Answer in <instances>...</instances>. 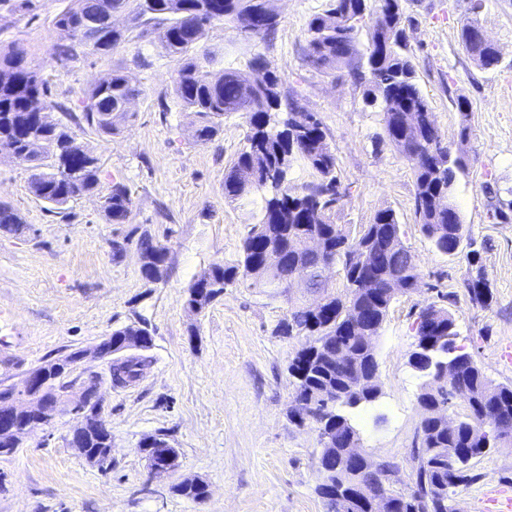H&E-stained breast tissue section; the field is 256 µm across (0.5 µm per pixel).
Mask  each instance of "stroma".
<instances>
[{
	"label": "stroma",
	"instance_id": "obj_1",
	"mask_svg": "<svg viewBox=\"0 0 512 512\" xmlns=\"http://www.w3.org/2000/svg\"><path fill=\"white\" fill-rule=\"evenodd\" d=\"M68 3L0 0V51L27 48L49 83L54 122L96 158L100 177L99 191L52 212L29 189V162L0 155V201L26 225L19 235L0 233V386L22 388L33 368L87 350L75 375L98 378L112 461L105 469L87 462L69 444L80 418L57 416L34 428L15 454L0 457V512H326L316 493L318 429L290 418L295 388L288 366L306 339L274 333L291 308L312 303L315 293L294 288L272 297L236 284L203 311L187 304L190 285L212 264L236 260L261 218L264 192L224 199V173L245 146V115H225L215 140L194 141L193 116L174 94L177 61L150 33L133 31L106 55L56 62L54 23ZM328 4L272 0L280 24L271 40H250L219 23L199 49L245 76L252 58L262 55L282 77L283 101L321 121L336 156V223L355 236L378 211L398 217L420 280L393 301L373 339L379 402L351 417L364 454L394 464L390 487L402 492L412 485V450L425 416L422 381L409 364L423 307L447 309L457 345L491 380L512 384V364L503 357L512 346V0H402L417 81L442 143L465 153L452 199L468 236L482 245L473 263L439 253L424 235L413 168L390 142L382 113L366 104L364 81L350 67L322 71L310 62L308 24ZM470 17L497 47V69H481L463 49L461 26ZM116 69L141 93L128 127L107 137L87 125L83 100ZM461 96L469 103L464 114L455 106ZM115 182L133 200L123 224L110 223L103 211L102 195ZM144 235L167 251L161 280L141 274ZM116 242L123 247L118 254ZM477 276L492 291L490 306L469 298L465 284ZM129 324L150 330L151 364L132 385L116 387L109 363L92 350ZM148 438L175 448L180 468L153 474L140 451ZM471 473L472 481L455 489L460 512H479L489 491L512 494V445L492 448ZM189 478L206 483L204 499L174 493Z\"/></svg>",
	"mask_w": 512,
	"mask_h": 512
}]
</instances>
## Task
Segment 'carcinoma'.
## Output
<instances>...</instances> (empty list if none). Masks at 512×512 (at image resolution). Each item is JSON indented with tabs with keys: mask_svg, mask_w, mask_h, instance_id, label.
Returning <instances> with one entry per match:
<instances>
[{
	"mask_svg": "<svg viewBox=\"0 0 512 512\" xmlns=\"http://www.w3.org/2000/svg\"><path fill=\"white\" fill-rule=\"evenodd\" d=\"M112 10H123L133 27L150 23L157 26L159 39L180 58L174 93L184 110L195 115L191 136L197 142L214 140L224 126V115L246 114L249 131L247 147L224 175V198L238 201L258 191L267 193L263 215L241 245L235 263L217 262L210 270L211 283L195 282L188 289L187 301L203 310L216 300L228 285L236 282L250 288H265L273 296L281 294L280 282L286 281L298 264L311 261L310 242L318 240L336 258L344 275V292L331 293L325 311L314 313L296 306L275 329L278 336L293 335L294 328L309 333L320 347L305 344L291 360L288 370L295 380L296 398L307 403L310 414L296 421L319 425L320 436L329 437L326 458L337 467L332 478L336 487H344L341 499L326 491L325 472H320L316 487L326 512H368L367 506L349 505L352 486L376 481V474L364 471V464L344 459L343 451L359 444L360 437L344 408L357 407L356 400L371 404L381 395L376 372V348L361 342L350 328L352 321L369 331L379 329L393 300L418 285L415 256L400 236L399 221L390 210L379 211L359 236L352 237L335 223L333 211L340 200L335 176L336 157L326 142L320 120L312 113L289 105L286 116L276 115L281 108V77L271 71L261 56L252 63L254 80L246 85L240 75L214 69L215 59L199 54L206 27L215 22L235 24L250 39L267 40L278 23H268V0H71L55 22L57 40L51 56L63 62L82 52L106 54L125 40V33L103 26L97 39L84 44L78 29L96 2ZM369 19L367 47V104L381 107L390 142L411 163L415 176V207L423 233L441 254L456 256L467 251L474 260V241L466 236L452 188L457 173L464 168L460 156H452L442 146L441 135L419 88L409 52L401 0H379L372 10L368 0H330L324 14L308 25L313 63L334 70L349 64L356 53V23ZM478 20H467L461 29L466 52L486 70L498 66L497 50L488 43L472 41L471 28ZM140 93L137 85L121 71H114L96 84L85 96L83 112L87 124L110 136L133 117L126 102ZM49 85L40 71L30 66L26 52L17 47L0 54V153L26 156L39 172L30 181L31 192L53 209H60L78 196L99 190L98 167L77 144L66 127L50 119ZM422 116L419 125L404 127L405 112ZM50 164H45V161ZM297 161L310 166L320 182L303 193L290 191L288 169ZM133 205L128 188L114 182L104 195L103 210L112 224H123ZM24 221L7 203L0 202V232L19 234ZM276 253L282 264L274 275L267 268L268 256ZM144 263L141 273L152 279L164 276L165 247L152 240H141ZM398 288L390 290V283ZM470 300L489 305L492 293L479 277L469 280ZM418 320L432 327L427 339L417 341L420 353L410 362L424 383L419 401L427 412L421 422V446L414 449L417 461L413 474L414 490L391 500L392 512H445L442 501L454 495V488L470 482L474 460L499 443L512 444V385L496 384L476 364L473 357L456 345V321L445 308L429 304ZM112 336H140L143 345L120 363L112 366V383L127 386L137 381L150 360L152 347L147 327L130 324L112 332ZM343 349L344 364L331 354ZM451 370L454 381L441 380ZM459 398L466 412L453 429L441 425L442 404ZM492 418L495 427L483 426ZM109 433L100 429L97 413L89 415L85 447L90 453H102ZM452 450L461 455V469L448 476L439 458ZM180 495L193 500L207 494L204 485L181 482L174 486Z\"/></svg>",
	"mask_w": 512,
	"mask_h": 512,
	"instance_id": "obj_1",
	"label": "carcinoma"
}]
</instances>
